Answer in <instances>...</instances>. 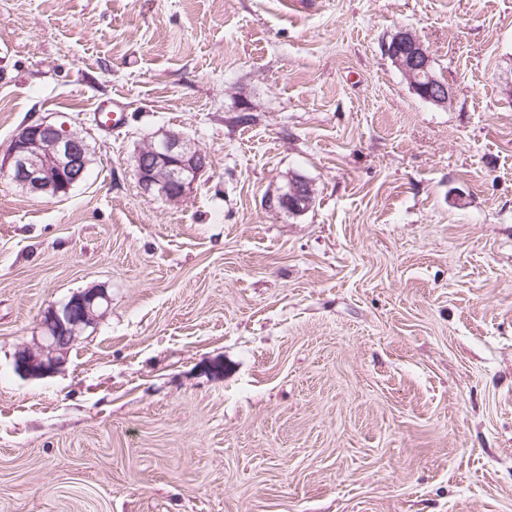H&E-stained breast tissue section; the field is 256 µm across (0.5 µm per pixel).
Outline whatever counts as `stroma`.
<instances>
[{"label":"stroma","mask_w":512,"mask_h":512,"mask_svg":"<svg viewBox=\"0 0 512 512\" xmlns=\"http://www.w3.org/2000/svg\"><path fill=\"white\" fill-rule=\"evenodd\" d=\"M0 46V161L29 121L93 150L62 199L0 175V512H512V0H0ZM170 128L178 203L134 175ZM385 54L399 67L409 80L413 90L424 100L444 104L450 95L449 87L432 76L431 58L423 44L409 30H399L384 45ZM428 76V84L420 79ZM208 158L182 131L163 130L134 157L137 183L144 193L182 201L208 169ZM314 199V189L305 179L295 177L288 181L285 190L271 201L270 205L288 211L292 215H300L306 211ZM109 296L101 288L73 293L59 306H51L41 320V339L20 347L14 356L17 373L39 378L53 373L65 361L71 345L82 331L108 306Z\"/></svg>","instance_id":"obj_1"}]
</instances>
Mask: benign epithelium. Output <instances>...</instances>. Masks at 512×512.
<instances>
[{
    "label": "benign epithelium",
    "mask_w": 512,
    "mask_h": 512,
    "mask_svg": "<svg viewBox=\"0 0 512 512\" xmlns=\"http://www.w3.org/2000/svg\"><path fill=\"white\" fill-rule=\"evenodd\" d=\"M384 52L422 99L436 104L448 101L449 87L430 75V55L411 31L401 29L393 34L385 43ZM92 162L90 147L79 134L44 121H30L19 128L11 141L7 169L11 181L24 192L62 199L84 180ZM207 169L206 154L177 130H163L151 137L134 157L141 190L173 203L182 201ZM313 199L312 185L295 177L270 205L299 215ZM108 303L104 289L85 288L48 308L41 320V339L15 353L16 372L31 378L53 373L65 361L77 337Z\"/></svg>",
    "instance_id": "benign-epithelium-1"
}]
</instances>
